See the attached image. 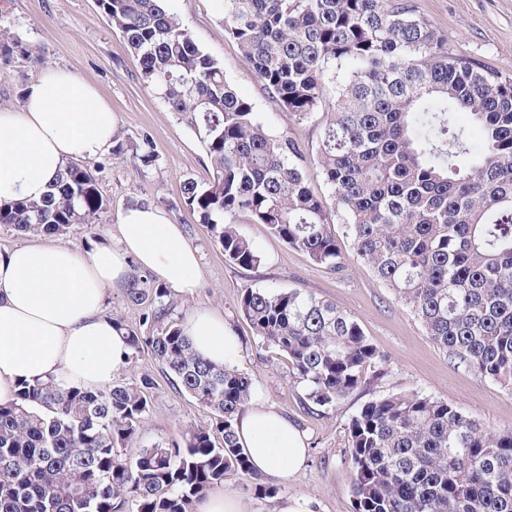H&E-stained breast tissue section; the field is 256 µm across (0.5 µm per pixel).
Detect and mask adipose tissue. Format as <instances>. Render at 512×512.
Masks as SVG:
<instances>
[{"label": "adipose tissue", "instance_id": "obj_1", "mask_svg": "<svg viewBox=\"0 0 512 512\" xmlns=\"http://www.w3.org/2000/svg\"><path fill=\"white\" fill-rule=\"evenodd\" d=\"M118 120L109 103L60 68L31 83L19 109L0 111V204L41 200L64 165L111 151ZM117 247L81 253L64 244L24 243L0 249V403L21 384L63 379L92 389L111 386L128 346L103 308L122 286L130 262L179 293L197 288V250L160 210L130 208L119 216ZM183 328L195 350L233 364L239 342L223 316L189 315ZM236 434L252 470L285 482L302 469L304 434L272 407L253 405L237 417Z\"/></svg>", "mask_w": 512, "mask_h": 512}]
</instances>
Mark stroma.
I'll list each match as a JSON object with an SVG mask.
<instances>
[{"label":"stroma","instance_id":"obj_1","mask_svg":"<svg viewBox=\"0 0 512 512\" xmlns=\"http://www.w3.org/2000/svg\"><path fill=\"white\" fill-rule=\"evenodd\" d=\"M421 14L448 35L451 51L467 55L512 75V0H414ZM171 13L188 27L195 41L223 62L228 81L254 105L257 118L274 136H290L316 150L324 125L322 113L297 123L279 108L243 61L235 41L224 33L219 0H166ZM0 26L21 35L27 55L0 74V110L22 103L27 86L46 68L69 70L94 86L119 117L117 135L122 155L107 154L89 161L101 168L100 191L105 211L97 223L73 225L62 241L81 252L116 243V224L126 209L151 205L180 225L199 251L200 278L192 293H171L173 319L196 312L223 315L238 336L242 353L236 369L252 378L254 400L272 406L307 437V459L301 473L278 484L274 498L259 496L252 479L228 473L222 490L235 496L245 512H275L283 498H301L310 512H354L349 489L348 424L368 401L383 394L421 391L448 399L476 418L490 432L512 427V389L481 377L454 361L426 336L421 323L399 306L391 293L343 244L345 266L338 273L312 264L271 235L265 225L241 224L242 233L261 253L255 267H240L224 258L207 225L182 202L187 179L207 178L210 163L201 143L185 121L138 80L139 61L122 35L97 5V0H0ZM149 142L153 157L142 160L136 145ZM298 288L334 302L353 315L384 357L367 367L372 384L336 409L313 414L301 402L302 391L288 360L261 346L239 312L244 288ZM149 303L133 302L125 289L107 294L105 312L126 328L144 332ZM150 378L151 405L142 418L137 447L180 437L188 426L209 422L211 414L189 397L179 395L171 378L150 352L141 351L116 372L118 383L136 384Z\"/></svg>","mask_w":512,"mask_h":512}]
</instances>
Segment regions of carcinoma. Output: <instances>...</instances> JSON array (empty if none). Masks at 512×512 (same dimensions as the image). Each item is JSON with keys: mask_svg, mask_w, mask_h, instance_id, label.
<instances>
[{"mask_svg": "<svg viewBox=\"0 0 512 512\" xmlns=\"http://www.w3.org/2000/svg\"><path fill=\"white\" fill-rule=\"evenodd\" d=\"M139 57V81L182 116L212 165L182 198L224 258L262 256L239 224H264L331 272L344 255L315 175L331 192L358 258L450 358L512 385V77L448 50L413 0H224L233 38L266 94L299 123L326 117L314 170L301 144L272 136L166 0H97ZM27 52L0 30V71ZM481 128L474 145L452 114ZM97 176L69 163L38 202L0 205V224L65 236L100 220ZM147 334L125 333L212 418L130 457L153 382L92 390L49 379L0 405V512H188L224 476H252L237 415L253 380L192 346L164 288ZM239 310L259 342L283 353L313 413L335 409L384 360L358 321L297 288H245ZM354 512H512V428L490 433L445 398L420 391L367 402L348 425Z\"/></svg>", "mask_w": 512, "mask_h": 512, "instance_id": "1", "label": "carcinoma"}]
</instances>
